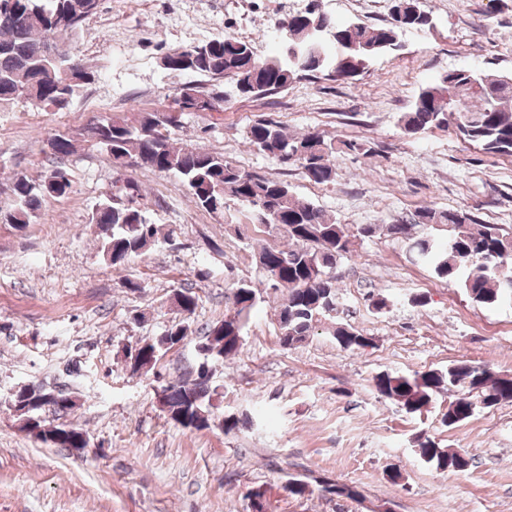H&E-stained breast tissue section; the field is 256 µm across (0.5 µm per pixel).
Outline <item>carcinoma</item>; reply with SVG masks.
I'll return each mask as SVG.
<instances>
[{
	"label": "carcinoma",
	"mask_w": 512,
	"mask_h": 512,
	"mask_svg": "<svg viewBox=\"0 0 512 512\" xmlns=\"http://www.w3.org/2000/svg\"><path fill=\"white\" fill-rule=\"evenodd\" d=\"M86 0H0V105L24 99L44 110L63 111L80 88L94 78L79 60L59 53L55 40L74 36L88 19ZM393 7L408 17L403 24L337 22L313 4L288 18V42L275 45L267 57L257 55L253 44L230 33L206 43L175 49L177 55L165 69L196 73L211 79L228 77L243 97L273 94L301 76L322 75L329 79H352L373 57L402 48L403 30L430 26L431 14L423 0H393ZM316 44L320 52L308 47ZM199 97L211 99L209 111L224 110V96L212 95L202 86L177 90L172 102L181 109L194 106ZM402 133L412 137L430 129L451 128L464 142L492 155L512 157V74L473 68H458L421 89L409 111L400 115ZM183 121L175 122L164 109L134 117L107 114L83 129L86 142L109 155L112 166L122 171L130 166L148 168L181 178L193 204L224 215V224L241 236L248 225L277 238L255 256L264 280L242 281L232 291V306L224 319L214 323L202 337L203 361L196 377L169 382L165 413L184 428L205 430L219 427L230 433L250 423L248 414L224 415L215 400V364L238 356L244 346L245 328L264 293H279L277 321L279 345L291 349L321 330L344 350L371 345L345 318L336 315L338 285L333 270L351 254L355 240L381 235L403 238L410 254L429 264L441 279L460 286L468 298L485 307L512 299V230L481 224L465 209L444 210L430 206L416 210L395 224H344L335 215L296 196L288 182L243 171L213 153L191 144H177ZM247 143L295 166L310 181L329 184L336 179L334 159L349 151L370 155L375 148L366 143L328 138L319 132L288 133L273 118L255 120L246 131ZM52 169L38 183L25 176L10 186L12 204L0 210V223L25 229L38 217L49 198L68 195L72 181L57 179L56 171L74 153L73 137L58 134L52 140ZM92 213L91 223L103 233V258L117 266L155 248L160 240L157 225L141 206V191L130 181L113 185ZM235 202L249 214L250 224H237L225 214L226 204ZM422 228L419 235L413 229ZM182 320L172 323L160 336L144 338L130 348L132 371L154 367L160 358L185 339L195 315L199 296L190 289L177 291ZM379 398L395 401L409 414H422L443 392L456 391L443 414L442 423L453 426L469 419L477 406L486 408L512 401V375L458 361L444 369H429L412 375L382 371L372 378ZM43 395L33 388L24 397L22 429L59 448H84L86 432L76 426L44 429L39 420ZM415 452L442 473L463 472L470 461L441 448L429 436L415 439Z\"/></svg>",
	"instance_id": "cac0c4a2"
}]
</instances>
